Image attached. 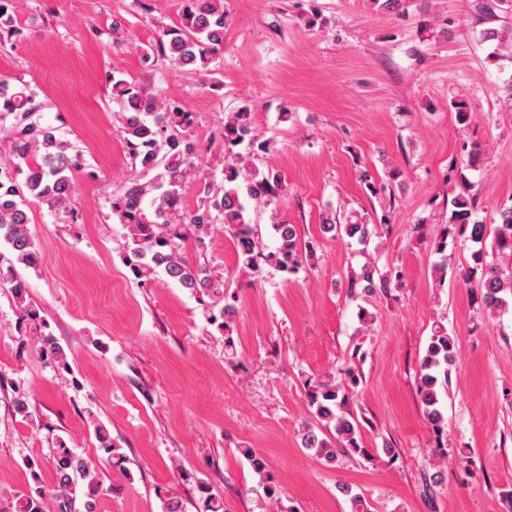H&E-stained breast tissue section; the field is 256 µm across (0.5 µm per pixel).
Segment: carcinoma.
I'll list each match as a JSON object with an SVG mask.
<instances>
[{"label":"carcinoma","instance_id":"cac0c4a2","mask_svg":"<svg viewBox=\"0 0 512 512\" xmlns=\"http://www.w3.org/2000/svg\"><path fill=\"white\" fill-rule=\"evenodd\" d=\"M180 25L159 31L152 49L173 66L202 76L214 73L211 64L224 46L226 15L224 0H183ZM18 0H0V31L11 32L17 23ZM115 99L121 103L120 134L132 161L154 177L146 182L127 183L112 203L127 229L125 256L131 271L148 279L161 268L172 280L193 292L208 290L211 280L206 269L194 265L183 255V244L192 235H200L214 224L233 230L240 269L250 275L263 273V264L284 271L298 270L312 255L314 243L302 244L293 224H276L279 245L271 254L262 253L255 237L248 207L254 203L278 207L282 201V179L270 172L243 164L241 149H268L258 140L248 114L238 112L224 124L223 182L215 191L206 190L203 202L194 210L184 207L182 190L190 172L202 166L201 149L187 133L191 113L159 94L145 95L124 79H112ZM0 112L19 118V136L11 146V162H0V244L15 260L27 268H36L39 252L29 230L26 207L29 199L55 209L66 206L72 198L73 173L77 157L70 146L54 132L33 119L32 96L11 87L0 78ZM448 227L435 245L440 260L435 264L439 276L448 273V235L467 236L478 248L471 254L472 272L482 271L485 307L506 311L512 306V205L499 210L500 223L495 228L491 250L508 262V269L487 261L486 225L472 220L467 197L451 201ZM323 232L334 238H348L360 243L370 234L366 224H337L325 219ZM5 280L20 304L22 318L41 327L45 321L40 309L26 302L27 282L7 272ZM233 306L226 304L211 315V322L224 332L225 343H232L230 332ZM39 350L53 358L57 366L67 368L62 346L50 334L39 338ZM456 363V344L442 327L430 336L419 366L417 393L425 413L438 434L444 431L443 394L447 392L451 368ZM359 380L353 369L336 380L328 375L310 384L308 402L321 426L330 437L321 438L314 428L307 429L304 447L327 463L346 455H364L359 421L348 410L350 397ZM53 481L39 487L13 507L1 506L0 512H71L77 492L85 498L84 512H95L100 481L90 461L59 440L52 454ZM203 512H223L224 504L210 487L199 483Z\"/></svg>","mask_w":512,"mask_h":512}]
</instances>
